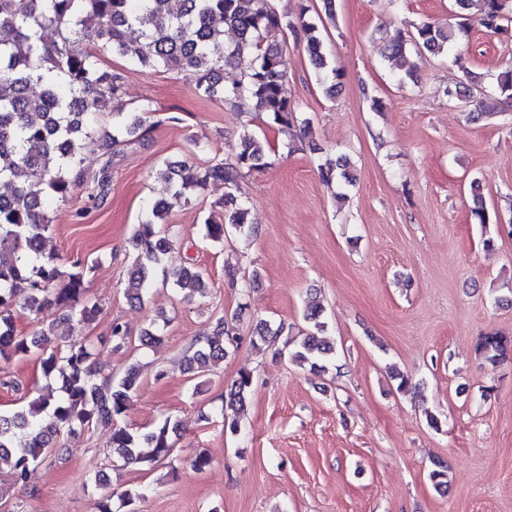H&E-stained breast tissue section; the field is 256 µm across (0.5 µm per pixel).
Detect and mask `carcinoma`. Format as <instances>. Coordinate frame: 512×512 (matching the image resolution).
Listing matches in <instances>:
<instances>
[{"label": "carcinoma", "instance_id": "cac0c4a2", "mask_svg": "<svg viewBox=\"0 0 512 512\" xmlns=\"http://www.w3.org/2000/svg\"><path fill=\"white\" fill-rule=\"evenodd\" d=\"M480 2L475 21L497 33L512 24V0H453L454 22L446 26L422 21L414 32L401 29L387 35V58L405 66L404 81L416 65L410 57H447L461 63L469 38L472 2ZM28 0L25 10L17 0H0V181L10 192L0 195V358L40 353L43 376L60 381L59 393H41L27 405L0 410V468H8L14 485H24L35 466L48 456H61L67 448L58 435H76L89 426L110 432L113 454L124 464L153 467L169 458L179 438L178 421L167 417L146 432H133L121 424L129 398L138 388V363L129 364L120 377L97 381L93 369V343L52 334V310L63 309V317L76 325L93 322L100 313L95 303L77 302L85 278L94 262L77 260L64 273L56 258L44 252L41 241L50 230L49 202L65 199L88 174L85 142L96 138L100 148L126 143L146 131L147 118L154 112L148 104L139 112H126L119 103L124 74L100 67V53L111 51L131 64L158 67L182 73L207 98L232 101L247 93L257 111L265 114L279 130L294 137L306 132L309 120H298V105L283 92L288 61L279 44L268 41L272 32H288L303 44L309 64L326 95L340 87L342 71L328 57L316 23L308 20L309 7L302 4L295 16L275 12L268 0ZM151 27L145 29V21ZM237 39L224 43V29ZM250 60L241 79L224 84V67ZM112 107V125L102 127L97 115ZM267 144L245 131L231 146L227 157L212 160L203 168L187 161L167 162L160 172L172 187L171 199L147 204L143 218L131 238L136 253L128 272L125 295L141 302L149 293L163 256L172 241L162 227L172 205L189 200L192 190L210 184L224 186L218 201L224 209L220 221L204 224L205 237L222 244L233 234H253L248 211L238 195L240 181L265 169L269 162ZM322 181L347 189L354 186L352 163L339 156L333 163L317 166ZM473 220L485 227L489 213L472 183ZM68 287L49 296L50 287L62 277ZM175 290L191 297L203 294V273L187 265L168 274ZM20 306L34 314L47 328L31 333L17 331L12 310ZM306 328L287 338L279 354L303 362L317 371L336 358L335 346L322 340L326 332L323 309L307 307ZM285 327L259 323L251 336L252 345L275 346ZM238 343L234 328L220 317L212 333L202 336L184 357L185 371L199 375L224 360L228 349ZM480 347L491 360L505 358L503 338L486 336ZM252 375L244 372L224 395L220 414L224 429L240 430L238 412L252 386Z\"/></svg>", "mask_w": 512, "mask_h": 512}]
</instances>
